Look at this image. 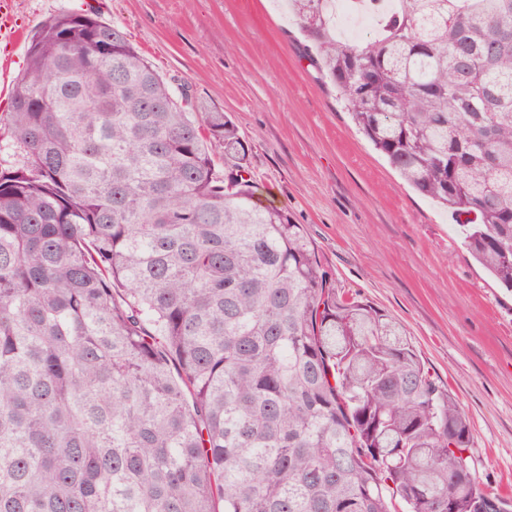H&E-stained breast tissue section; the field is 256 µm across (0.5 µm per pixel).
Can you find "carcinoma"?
I'll return each mask as SVG.
<instances>
[{"label": "carcinoma", "instance_id": "cac0c4a2", "mask_svg": "<svg viewBox=\"0 0 512 512\" xmlns=\"http://www.w3.org/2000/svg\"><path fill=\"white\" fill-rule=\"evenodd\" d=\"M287 0L352 119L512 288V0ZM0 167V512H509L403 326L262 204L224 112L117 25L28 46ZM224 152V168L213 148Z\"/></svg>", "mask_w": 512, "mask_h": 512}]
</instances>
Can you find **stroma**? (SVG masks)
I'll return each instance as SVG.
<instances>
[{"label": "stroma", "mask_w": 512, "mask_h": 512, "mask_svg": "<svg viewBox=\"0 0 512 512\" xmlns=\"http://www.w3.org/2000/svg\"><path fill=\"white\" fill-rule=\"evenodd\" d=\"M31 34L63 11L121 26L165 79L231 115L264 203L304 226L337 288L399 321L472 430L476 478L512 504V292L461 243L454 214L407 185L302 56L282 0H11Z\"/></svg>", "instance_id": "obj_1"}]
</instances>
